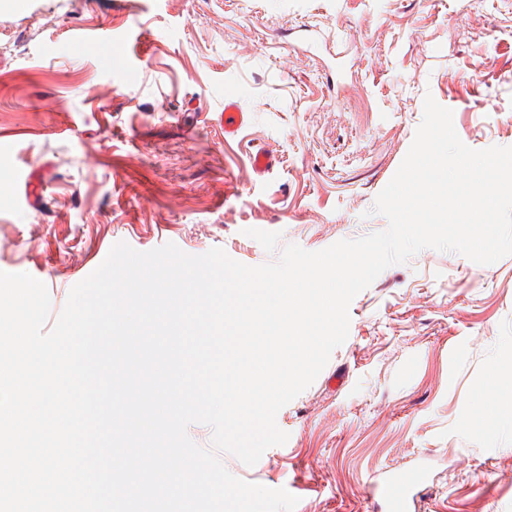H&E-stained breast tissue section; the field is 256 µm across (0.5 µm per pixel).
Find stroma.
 Masks as SVG:
<instances>
[{
    "instance_id": "1",
    "label": "stroma",
    "mask_w": 512,
    "mask_h": 512,
    "mask_svg": "<svg viewBox=\"0 0 512 512\" xmlns=\"http://www.w3.org/2000/svg\"><path fill=\"white\" fill-rule=\"evenodd\" d=\"M111 52L112 67L99 57ZM249 124L224 137V95ZM461 141L512 147V0H27L0 8V271L71 288L118 242L257 266L385 230L373 210L425 95ZM266 150L260 175L250 157ZM347 340L238 478L296 512H387L378 477L427 470L408 512H512V255L427 248L349 307ZM498 369L494 372V406L488 410L490 415H496L507 411L511 415L512 410V369L507 373L498 375Z\"/></svg>"
}]
</instances>
